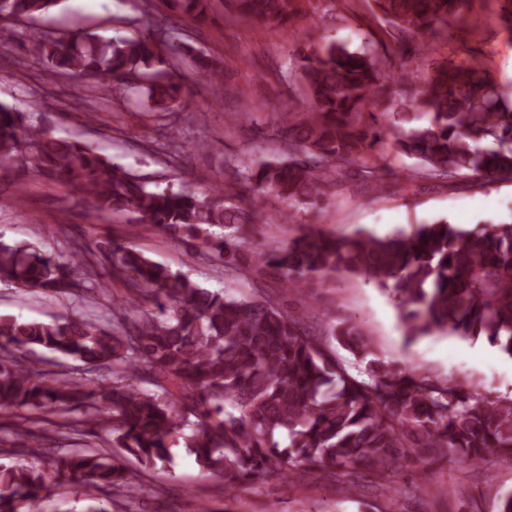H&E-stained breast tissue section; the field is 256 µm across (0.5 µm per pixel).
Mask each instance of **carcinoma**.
Masks as SVG:
<instances>
[{
    "mask_svg": "<svg viewBox=\"0 0 512 512\" xmlns=\"http://www.w3.org/2000/svg\"><path fill=\"white\" fill-rule=\"evenodd\" d=\"M236 18L286 29L298 44L292 57L307 89L303 112L280 113L285 159L228 165L229 181L207 197L150 191L121 166L79 140L60 138L0 104V168H16L82 195L97 213L135 216L136 224L181 234L193 252L246 276L269 266L302 293L336 273L361 275L393 293L405 340L433 334L485 337L512 357V221L462 228L438 220L410 232L327 235L308 227L268 254L253 250L248 229L261 212L235 192L238 185L294 212L322 209L330 188L349 173L380 190L388 169L385 146L418 160L416 177L444 181L512 180V93L492 96L469 71L442 70L420 96L405 55L427 46L459 18L465 0H374L389 28L415 46L390 63L400 79L379 75L367 50L331 41L305 50L294 26L297 0H235ZM60 0H0V21L49 13ZM199 22L211 0H170ZM30 52L56 75L112 81L120 96L137 91L153 112L187 105L184 80L170 58L189 60L221 92L224 67L181 39L170 18L123 39L80 29L44 36ZM415 110L398 112L397 102ZM89 258L61 262L26 243L0 241V282L27 291L101 303L108 285L89 277L105 264L128 296L112 302V317L71 311L50 322L0 317V413L80 412L101 425L112 445L141 467L171 462L174 435L200 470L224 478L229 495L263 476L300 479L336 472L357 486L400 494L403 465L431 459L478 465L512 459V399L478 387L415 374L374 353L365 328L343 322L322 333L314 316L293 314L268 296L234 297L200 287L129 245H74ZM338 344L366 363L350 374L329 356ZM40 347L79 366L67 373L30 368L22 355ZM103 446L76 448L58 459L55 479L107 493L141 490L135 474ZM45 473L34 465L0 463V512H45Z\"/></svg>",
    "mask_w": 512,
    "mask_h": 512,
    "instance_id": "carcinoma-1",
    "label": "carcinoma"
}]
</instances>
